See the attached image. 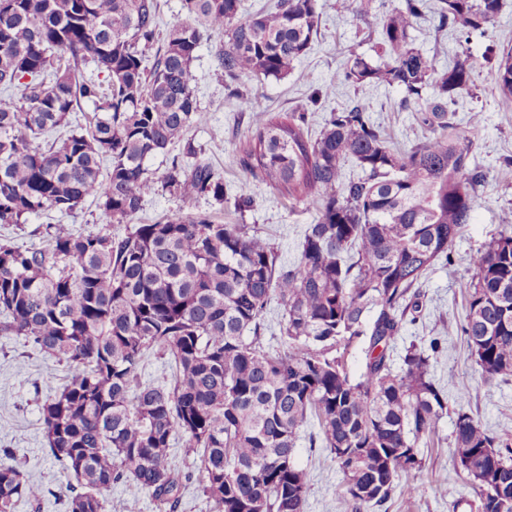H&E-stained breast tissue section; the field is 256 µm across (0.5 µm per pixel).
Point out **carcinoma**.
Masks as SVG:
<instances>
[{
    "label": "carcinoma",
    "mask_w": 512,
    "mask_h": 512,
    "mask_svg": "<svg viewBox=\"0 0 512 512\" xmlns=\"http://www.w3.org/2000/svg\"><path fill=\"white\" fill-rule=\"evenodd\" d=\"M371 0H337L358 16ZM318 0H276L246 13L244 0H182L185 19L160 31L157 0H0V224H25L46 209L71 213L88 199L128 224L161 187L185 200L224 203V181L207 162L172 163L156 185L145 160L206 121L192 63L212 30L224 77L282 79L319 34ZM430 8L404 0L384 15V60L351 53L336 81L396 87L427 131L407 149L390 145L365 104L330 114L316 139L305 115L256 114L241 164L271 188L311 206L297 261L286 264L246 224L206 213L138 224L124 236L54 225L42 248L0 243V336H22L70 375L43 403L47 452L68 474L70 512H106L112 486L176 508L194 481L213 512H305L308 480L295 463L303 428L317 421L323 448L344 475L341 496L357 509L405 499L424 464L419 443L455 415L453 463L474 491L476 512H512V438L488 432L448 402L414 343L392 368L391 343L420 307L417 286L471 223L486 174L472 136L448 104L473 93L477 63L466 50L440 67L413 47ZM502 0H438L437 31L469 41ZM153 61L146 51L155 43ZM93 64L103 79L85 75ZM499 101L512 104V49L494 71ZM95 106L82 125L71 114ZM107 171H102L104 162ZM357 169L345 176V163ZM461 333L483 378H512V224L472 259ZM282 309L280 347L262 342V315ZM361 347L364 365H347ZM174 364L169 383L140 381L145 357ZM195 470L176 471L177 435ZM42 489L0 448V512Z\"/></svg>",
    "instance_id": "cac0c4a2"
}]
</instances>
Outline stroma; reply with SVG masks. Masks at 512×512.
Here are the masks:
<instances>
[{"label":"stroma","instance_id":"1","mask_svg":"<svg viewBox=\"0 0 512 512\" xmlns=\"http://www.w3.org/2000/svg\"><path fill=\"white\" fill-rule=\"evenodd\" d=\"M403 0H372L366 16L338 14L336 0H319L321 22L313 49L302 57L286 78L262 81L244 78L226 85L215 62L217 47L224 34L212 32L196 53V97L205 123L193 127L188 137L198 159L209 162L223 179L230 193L224 204L207 198L195 201L159 191L143 202L135 221L152 224L170 215L191 216L210 213L216 223H245L258 235L268 238L287 261L299 255V243L307 224L313 223L314 209L295 205L287 193L262 183L240 163L239 147L255 130L258 110L287 117L299 112L307 115V133L316 136L330 113L353 101L366 104L371 119L383 128L400 148L421 141L425 129L416 113L402 110V91L395 87L357 88L336 83V73L351 52L376 57L375 30L381 18ZM434 14L419 19L412 31L413 44L426 57L447 66L459 44L448 32L436 29ZM467 48L477 62L472 94L460 97L453 106L457 123H465L471 111H481L484 122L474 135L473 153L487 179L477 193L472 224L467 225L452 246V262L439 264L422 278V309L415 321L406 323L393 344L394 356H401L409 342L428 346L437 342L430 354L431 373L448 396L468 389V412L494 433H512V381H485L469 356L460 331L466 296L464 285L472 275L470 260L497 236L502 224L512 222V112L502 110L491 72L489 51L512 48V0H503L495 22L485 34L473 35ZM334 85L333 94L319 103L311 98L318 90ZM251 199L252 206L238 212L235 197ZM51 224H67L79 233L125 235L126 225L110 223L102 209L85 203L70 214L45 211L30 217L25 224H0V241L23 247H40ZM68 376L66 367L45 356L23 337H0V448L12 449L33 482L41 485L40 501L19 499L15 512H68L64 471L45 451L40 422V407ZM454 422L442 417L436 425L432 444L420 447L423 477L415 485L411 503L393 500L385 512H471L473 493L458 477L452 465ZM310 423L300 435L296 462L308 477L307 512H353L340 495L343 475L338 464L322 447H310L308 436L318 433Z\"/></svg>","mask_w":512,"mask_h":512}]
</instances>
